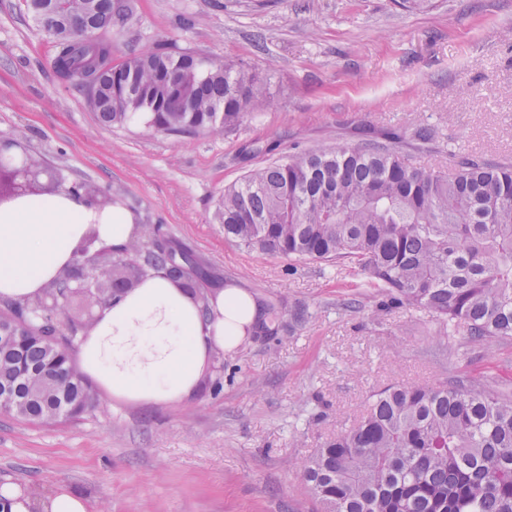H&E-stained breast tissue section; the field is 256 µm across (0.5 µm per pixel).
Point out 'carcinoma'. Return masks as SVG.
Wrapping results in <instances>:
<instances>
[{"mask_svg": "<svg viewBox=\"0 0 512 512\" xmlns=\"http://www.w3.org/2000/svg\"><path fill=\"white\" fill-rule=\"evenodd\" d=\"M126 0L93 20L119 36ZM91 47L58 32L53 68L85 91L108 125L142 121L166 135L231 130L267 106L259 76L190 51L149 48L116 64L129 97L86 67ZM224 237L298 262L346 261L383 297L382 306L428 312L482 346L512 340V160L460 157L448 169L412 162L400 137L324 147L250 171L224 188ZM148 227L124 253L145 269L168 267ZM134 287L88 296L112 303ZM73 340L0 332V401L43 425L76 418L93 393L71 359ZM297 468L321 512H512V397L454 384L395 385L372 394L365 413Z\"/></svg>", "mask_w": 512, "mask_h": 512, "instance_id": "cac0c4a2", "label": "carcinoma"}]
</instances>
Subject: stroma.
<instances>
[{"mask_svg": "<svg viewBox=\"0 0 512 512\" xmlns=\"http://www.w3.org/2000/svg\"><path fill=\"white\" fill-rule=\"evenodd\" d=\"M121 61L166 44L249 68L268 108L230 132L108 126L52 66L25 0H0V137L123 203L188 247L210 287L281 313L212 365L193 397L142 407L96 394L51 426L0 411V483L64 489L93 512H317L297 461L393 384L512 390V341L484 350L410 307L377 311L348 264L297 263L224 237V188L325 145L393 132L419 164L512 159V0H131ZM427 128L428 141L415 140Z\"/></svg>", "mask_w": 512, "mask_h": 512, "instance_id": "35a3bbf8", "label": "stroma"}]
</instances>
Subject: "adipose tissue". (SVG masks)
<instances>
[{
  "mask_svg": "<svg viewBox=\"0 0 512 512\" xmlns=\"http://www.w3.org/2000/svg\"><path fill=\"white\" fill-rule=\"evenodd\" d=\"M122 252L139 227L121 203L87 206L67 191L0 205V302L25 303L71 262L89 233ZM265 319L261 302L234 286L196 298L163 273H149L103 308L82 332L78 369L106 396L150 406L195 395L213 356L233 352ZM10 512H90L66 491L38 495L0 484Z\"/></svg>",
  "mask_w": 512,
  "mask_h": 512,
  "instance_id": "adipose-tissue-1",
  "label": "adipose tissue"
}]
</instances>
